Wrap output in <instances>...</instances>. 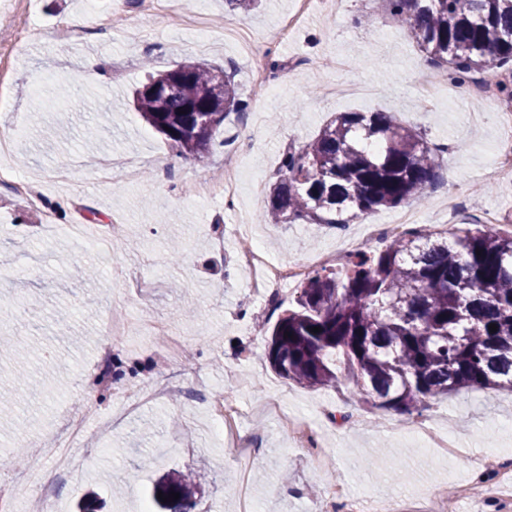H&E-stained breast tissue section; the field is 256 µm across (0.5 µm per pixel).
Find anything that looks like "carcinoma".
Masks as SVG:
<instances>
[{"label": "carcinoma", "instance_id": "carcinoma-1", "mask_svg": "<svg viewBox=\"0 0 512 512\" xmlns=\"http://www.w3.org/2000/svg\"><path fill=\"white\" fill-rule=\"evenodd\" d=\"M385 2L456 84L512 62V0ZM134 106L202 163L224 122L244 110L230 73L194 62L148 72ZM446 151L385 112H339L284 156L265 216L341 227L421 202ZM268 359L281 378L309 389L336 386L343 369L359 399L410 417L462 389L512 391V235L477 228L450 238L421 228L350 254L339 270L311 271L272 326ZM160 492L180 497L165 503ZM193 496L192 480L179 474L153 488L159 512H188Z\"/></svg>", "mask_w": 512, "mask_h": 512}]
</instances>
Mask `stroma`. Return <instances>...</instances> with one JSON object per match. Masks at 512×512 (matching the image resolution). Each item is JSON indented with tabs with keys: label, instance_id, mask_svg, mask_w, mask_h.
<instances>
[{
	"label": "stroma",
	"instance_id": "obj_1",
	"mask_svg": "<svg viewBox=\"0 0 512 512\" xmlns=\"http://www.w3.org/2000/svg\"><path fill=\"white\" fill-rule=\"evenodd\" d=\"M299 0H259L248 12L224 0H178L191 24L176 27L162 15L140 14L139 0H37L38 21L18 41L0 34V97L7 117L23 127L15 170L43 196L33 207L0 189V338L30 352L35 382L19 388L12 413L0 414V502L10 501L23 468L16 443L58 431L66 413L85 414L83 445L102 443L70 477L52 476L60 512H74L87 491L99 512H141L155 483L171 472L197 482L193 512H240V466L234 448L215 431L210 405L150 403L103 428L123 395L165 377L164 336L125 332L107 341V320L141 313L174 324L187 339L189 372L204 370L214 393L244 405L270 394L278 415L257 414L240 428L255 453L248 465V497L258 512H313L331 487L370 497L383 512L400 500L424 502L428 489L472 485L473 472L492 474L512 460V392L463 390L434 401L429 413L441 431L457 436L465 453L453 458L405 433L409 418L393 414L394 430L379 427L381 410L353 397L352 383L310 390L279 377L267 360L269 332L252 320L267 311L237 258L259 246L275 259L312 260L340 249L328 224H268L267 188L284 153L312 141L339 112H387L427 141L445 146L441 178L418 205L425 225L455 233L480 215L512 224V179L485 183L500 128L493 113L468 119L480 103L460 85L438 81L410 37L384 11L383 0L314 5L294 27L285 22ZM86 16L80 33L73 18ZM103 59L104 78L82 77L88 58ZM280 61L275 97L254 95V65ZM204 62L233 73L245 103L224 126V147L207 165L178 155L135 111L132 92L146 70ZM98 131L84 140L86 128ZM244 149L233 207L186 194L187 183L221 173L224 158ZM139 163L131 182L100 178L103 164ZM70 167L69 183L55 182ZM72 224L117 228L111 253H85ZM151 281L147 292L130 288ZM111 345L118 362L99 378V354ZM11 345V347H12ZM11 347L0 348V383L11 385ZM303 418L319 449L297 447L283 422Z\"/></svg>",
	"mask_w": 512,
	"mask_h": 512
}]
</instances>
